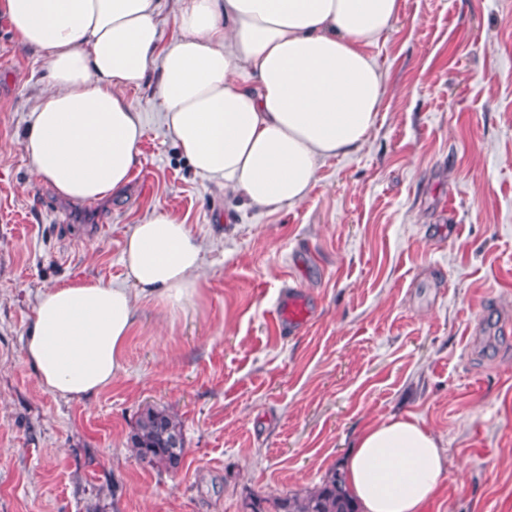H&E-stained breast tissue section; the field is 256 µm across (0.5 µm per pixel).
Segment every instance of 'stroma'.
<instances>
[{"mask_svg":"<svg viewBox=\"0 0 512 512\" xmlns=\"http://www.w3.org/2000/svg\"><path fill=\"white\" fill-rule=\"evenodd\" d=\"M371 53L376 123L303 202L260 211L196 175L152 74L126 92L144 121L130 181L78 202L23 153L47 62L0 18V512H245L320 486L399 415L448 458L426 512H512V0H402ZM160 210L202 245L201 294L137 301L97 395L44 391L23 354L38 295L128 286L124 242ZM295 288L310 318L292 333L274 309ZM148 406L183 426L178 471L130 446Z\"/></svg>","mask_w":512,"mask_h":512,"instance_id":"1","label":"stroma"}]
</instances>
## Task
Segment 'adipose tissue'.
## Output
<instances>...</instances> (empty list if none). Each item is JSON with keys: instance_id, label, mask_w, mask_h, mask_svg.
<instances>
[{"instance_id": "1", "label": "adipose tissue", "mask_w": 512, "mask_h": 512, "mask_svg": "<svg viewBox=\"0 0 512 512\" xmlns=\"http://www.w3.org/2000/svg\"><path fill=\"white\" fill-rule=\"evenodd\" d=\"M181 2L165 44L156 0H0L19 42L47 60L51 87L22 141L35 175L81 201L123 187L144 132L125 92L152 69L195 172L261 210L300 203L321 161L354 154L374 126L384 74L369 49L402 0ZM122 262L130 287L77 279L41 292L24 354L44 390L98 394L125 367L136 299L175 306L200 291L201 246L170 213L134 226ZM344 474L361 512H425L446 457L419 420L393 418L358 435Z\"/></svg>"}]
</instances>
